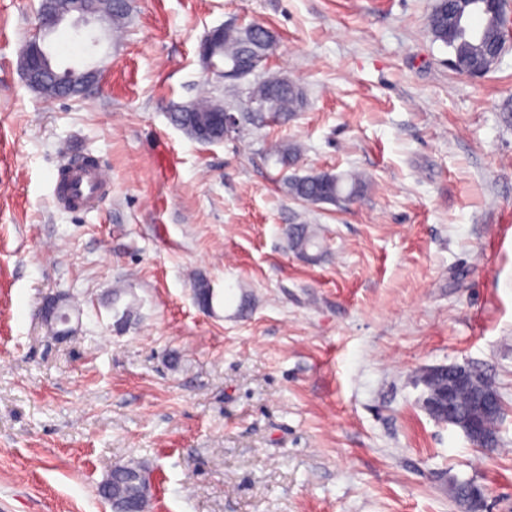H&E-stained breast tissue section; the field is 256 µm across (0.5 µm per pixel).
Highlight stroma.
<instances>
[{
    "mask_svg": "<svg viewBox=\"0 0 512 512\" xmlns=\"http://www.w3.org/2000/svg\"><path fill=\"white\" fill-rule=\"evenodd\" d=\"M434 4L130 0L49 37L56 65L100 70L56 100L20 71L39 0H0V512H111L97 487L130 461L150 512H462L460 482L512 512V41L459 74ZM227 23L275 32L249 81L305 103L202 144L169 114L204 91L245 112L246 83L199 58ZM287 142L290 171L269 157ZM82 156L112 193L74 212L56 179ZM314 172L367 188L287 193ZM293 224L318 247L292 250ZM48 295L72 336L39 318ZM462 363L501 397L494 451L423 407L417 374ZM285 187L293 198L315 204L335 203L336 196L344 194H353L348 200H354L364 192L366 183L362 175L355 172H319L289 177L286 179Z\"/></svg>",
    "mask_w": 512,
    "mask_h": 512,
    "instance_id": "1",
    "label": "stroma"
}]
</instances>
